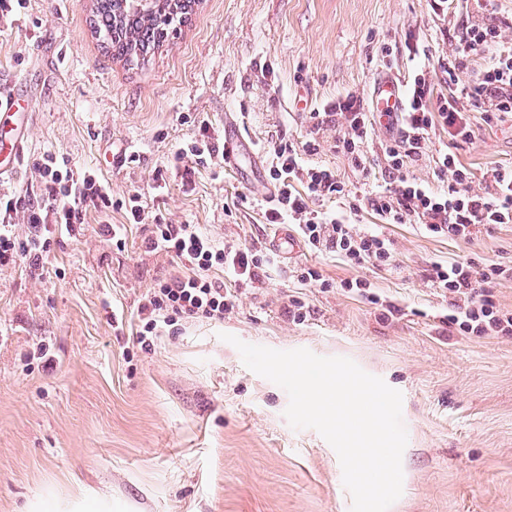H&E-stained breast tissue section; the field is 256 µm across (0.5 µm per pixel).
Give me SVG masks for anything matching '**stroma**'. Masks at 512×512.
<instances>
[{
	"label": "stroma",
	"mask_w": 512,
	"mask_h": 512,
	"mask_svg": "<svg viewBox=\"0 0 512 512\" xmlns=\"http://www.w3.org/2000/svg\"><path fill=\"white\" fill-rule=\"evenodd\" d=\"M93 19V0H26L0 15V76L26 99L31 131L0 195L32 200L34 165L50 154L107 184L112 201L88 209L75 234L53 235L43 277L21 263L0 272V512H350L336 451L290 426L286 391L245 367L228 334L350 358L402 393L403 491L389 512H512V335L452 333L448 298L429 279L436 262L512 265V224L448 239L362 209L357 225L392 241L397 272L282 251L234 313L183 321L145 351L137 308L177 266L146 252V225L118 208L136 192L170 223L268 246L269 146L303 141L308 109L369 97L386 75L407 84L424 72L443 91L450 27L478 20L512 40V0H455L446 19L429 0H197L160 47L127 62L106 53ZM409 40L427 56L409 59ZM228 114L255 163L176 160L204 134L223 147ZM470 118L475 136L456 154L480 190L487 171L512 168V117ZM122 223L117 251L100 227ZM300 266L320 281L298 283ZM355 278L369 297L341 288ZM292 295L304 322L288 316Z\"/></svg>",
	"instance_id": "stroma-1"
}]
</instances>
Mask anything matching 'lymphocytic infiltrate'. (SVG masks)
Returning a JSON list of instances; mask_svg holds the SVG:
<instances>
[{
    "label": "lymphocytic infiltrate",
    "mask_w": 512,
    "mask_h": 512,
    "mask_svg": "<svg viewBox=\"0 0 512 512\" xmlns=\"http://www.w3.org/2000/svg\"><path fill=\"white\" fill-rule=\"evenodd\" d=\"M494 47L490 65L475 79L464 76L472 52ZM446 93L434 95L426 74L413 78L405 94L406 105L397 114L394 133L382 141L380 153L390 185L388 189L357 194L348 189L335 168L316 162L318 136L325 119L336 122L332 147L359 179L370 177L369 139L377 122L361 96L350 93L310 113L311 126L303 142L280 140L267 154L268 176L274 194L264 203L269 225H295L310 250L344 258L351 266L388 268L392 243L378 233L361 231L352 217L370 207L384 224L415 223L428 235L465 238L488 224L512 223V168L491 170L490 189H472V174L459 161L455 149L474 136L470 108L487 107L491 118L512 112V46L505 45L497 27L466 24L453 37L444 69ZM447 132L449 151L430 157L428 141L435 129ZM433 160L445 185L426 188L411 170L418 162ZM42 178L39 200L21 204L0 197V269L24 263L31 275H42L50 251V229L74 232L84 222L88 205L109 204L107 186L93 177L80 179L62 172L56 157L38 165ZM336 200L339 211L315 209L318 201ZM26 214V231L18 233L14 218ZM151 252L174 257L183 271L158 278L139 308L136 341L151 348L163 329L179 321L204 318L223 320L239 305L242 295L260 281L261 271L275 265L274 256L252 246L217 241L194 224L155 220L144 239ZM232 287H225V280ZM512 280V266L489 263L433 264L431 281L448 296V324L466 336L512 335V313L497 308L490 288Z\"/></svg>",
    "instance_id": "1"
}]
</instances>
